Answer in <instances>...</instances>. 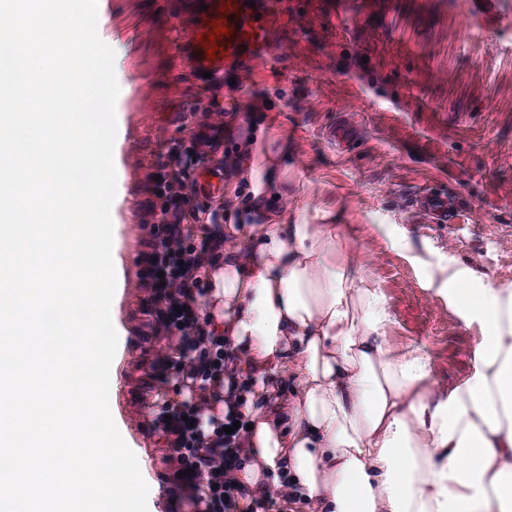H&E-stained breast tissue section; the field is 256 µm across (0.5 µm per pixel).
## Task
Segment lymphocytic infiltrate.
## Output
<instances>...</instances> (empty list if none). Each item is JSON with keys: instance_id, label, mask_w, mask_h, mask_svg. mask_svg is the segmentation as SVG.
<instances>
[{"instance_id": "lymphocytic-infiltrate-1", "label": "lymphocytic infiltrate", "mask_w": 512, "mask_h": 512, "mask_svg": "<svg viewBox=\"0 0 512 512\" xmlns=\"http://www.w3.org/2000/svg\"><path fill=\"white\" fill-rule=\"evenodd\" d=\"M227 142L232 145L228 151L223 148ZM254 145L253 135L233 134L231 123L220 121L212 132L193 133L191 154L174 146L161 156L155 170L157 179L146 189L148 197L143 209L153 221L155 234L142 243L150 262L139 272L138 284L147 291V300L158 313L149 329L158 344L154 365L159 375L170 370L173 341L193 349L205 345L206 335L197 321L201 294L198 281L203 272L214 268L215 251L235 240L234 235L228 234L211 235L195 245L189 242L188 225L201 223L202 218L191 207L200 188L188 169L192 162H206L218 153L226 175H239L246 170ZM165 311L171 313V320L162 319ZM217 363L224 366L223 402L229 406L247 391L251 379L232 345H225L223 354L193 358L181 362L180 367L184 372L203 375ZM212 403V388L204 386L195 412L173 415L163 421L161 430L167 446L176 454L184 484L194 489L191 504L201 507L202 512H240L239 499L245 491L235 483L234 475L245 459L248 432L238 426V414L229 410L224 414V423L230 426V434L212 432L200 424L199 415L209 413Z\"/></svg>"}]
</instances>
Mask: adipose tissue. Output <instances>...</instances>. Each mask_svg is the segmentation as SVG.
Listing matches in <instances>:
<instances>
[{"label":"adipose tissue","mask_w":512,"mask_h":512,"mask_svg":"<svg viewBox=\"0 0 512 512\" xmlns=\"http://www.w3.org/2000/svg\"><path fill=\"white\" fill-rule=\"evenodd\" d=\"M432 275L482 331L445 393L426 350L391 345L386 299L335 225L254 224L225 255L224 333L255 372L241 507L286 481L308 512H512V287Z\"/></svg>","instance_id":"ef3b65f1"}]
</instances>
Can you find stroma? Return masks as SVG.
Segmentation results:
<instances>
[{"label":"stroma","instance_id":"35a3bbf8","mask_svg":"<svg viewBox=\"0 0 512 512\" xmlns=\"http://www.w3.org/2000/svg\"><path fill=\"white\" fill-rule=\"evenodd\" d=\"M181 2L110 0L98 29L116 53L114 150L126 159L112 205L125 285L111 306L109 407L149 486L148 512L190 510L171 491L173 451L148 413L155 381L138 271L153 227L140 204L158 155L224 103L176 62ZM274 39L278 70L251 60L238 77L255 129L251 166L273 174L269 223L335 225L386 298L390 343L425 346L437 388L463 382L481 330L414 256L469 269L479 285H512V0H282ZM423 189L461 198L458 227L415 209Z\"/></svg>","mask_w":512,"mask_h":512}]
</instances>
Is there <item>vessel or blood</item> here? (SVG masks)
Listing matches in <instances>:
<instances>
[{"label": "vessel or blood", "instance_id": "b4317fda", "mask_svg": "<svg viewBox=\"0 0 512 512\" xmlns=\"http://www.w3.org/2000/svg\"><path fill=\"white\" fill-rule=\"evenodd\" d=\"M277 0H185L184 9L171 26L172 41L180 65L200 75L210 73L220 79L246 60L259 59L277 65L280 51L273 42L272 23ZM223 35H216V28ZM199 187L204 193H224V174L210 165L200 166ZM415 207L431 222H453L459 203L445 193L423 192Z\"/></svg>", "mask_w": 512, "mask_h": 512}]
</instances>
